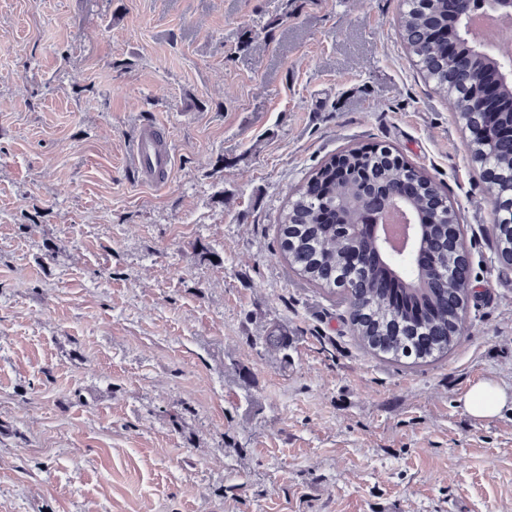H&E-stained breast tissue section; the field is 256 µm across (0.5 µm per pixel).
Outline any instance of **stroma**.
<instances>
[{"label":"stroma","mask_w":512,"mask_h":512,"mask_svg":"<svg viewBox=\"0 0 512 512\" xmlns=\"http://www.w3.org/2000/svg\"><path fill=\"white\" fill-rule=\"evenodd\" d=\"M404 10L0 0V512H512V404L465 406L512 394V267ZM144 123L167 185L127 164ZM354 145L459 215L473 296L445 360L368 354L279 255L290 192ZM506 393L495 383L480 381L473 385L466 397V407L475 417H487L498 414L506 407Z\"/></svg>","instance_id":"35a3bbf8"}]
</instances>
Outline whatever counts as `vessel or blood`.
Returning a JSON list of instances; mask_svg holds the SVG:
<instances>
[{
	"label": "vessel or blood",
	"mask_w": 512,
	"mask_h": 512,
	"mask_svg": "<svg viewBox=\"0 0 512 512\" xmlns=\"http://www.w3.org/2000/svg\"><path fill=\"white\" fill-rule=\"evenodd\" d=\"M128 162L143 178L153 185L165 184L173 167L170 141L159 126H140L134 136Z\"/></svg>",
	"instance_id": "1"
}]
</instances>
